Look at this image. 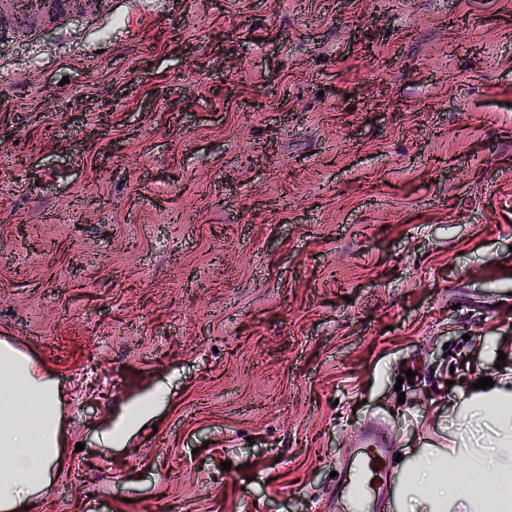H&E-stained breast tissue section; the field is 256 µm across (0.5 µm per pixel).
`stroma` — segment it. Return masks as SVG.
Returning <instances> with one entry per match:
<instances>
[{"instance_id": "1", "label": "stroma", "mask_w": 512, "mask_h": 512, "mask_svg": "<svg viewBox=\"0 0 512 512\" xmlns=\"http://www.w3.org/2000/svg\"><path fill=\"white\" fill-rule=\"evenodd\" d=\"M0 338L63 394L34 512H328L371 419L394 472L438 454L449 379L512 371V0H116L20 32Z\"/></svg>"}]
</instances>
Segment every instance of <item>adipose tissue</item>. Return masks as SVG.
I'll return each instance as SVG.
<instances>
[{
  "label": "adipose tissue",
  "mask_w": 512,
  "mask_h": 512,
  "mask_svg": "<svg viewBox=\"0 0 512 512\" xmlns=\"http://www.w3.org/2000/svg\"><path fill=\"white\" fill-rule=\"evenodd\" d=\"M462 410L452 445L470 451L464 482L440 461L416 454L401 475L403 505L417 512H512V386L459 390ZM58 387L8 341H0V512H26L47 488L59 460Z\"/></svg>",
  "instance_id": "obj_1"
}]
</instances>
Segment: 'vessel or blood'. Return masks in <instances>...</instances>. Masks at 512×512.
Listing matches in <instances>:
<instances>
[{
  "instance_id": "1",
  "label": "vessel or blood",
  "mask_w": 512,
  "mask_h": 512,
  "mask_svg": "<svg viewBox=\"0 0 512 512\" xmlns=\"http://www.w3.org/2000/svg\"><path fill=\"white\" fill-rule=\"evenodd\" d=\"M112 0H52L53 14L65 16L80 9H107ZM40 12L23 8L14 0H0V44L9 42L15 30L39 21ZM382 428L371 423L363 446L354 455L339 487L348 512H383L393 491L392 452L381 436Z\"/></svg>"
}]
</instances>
